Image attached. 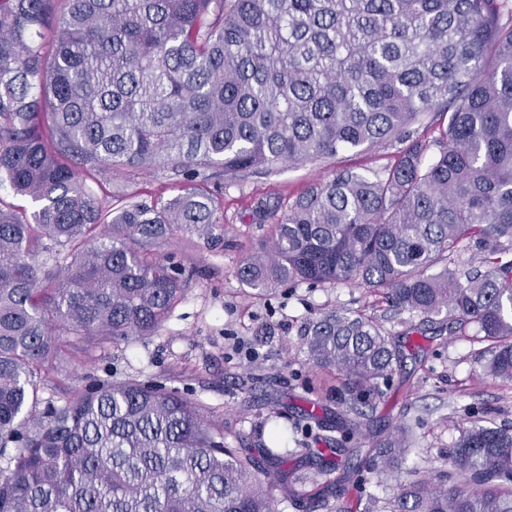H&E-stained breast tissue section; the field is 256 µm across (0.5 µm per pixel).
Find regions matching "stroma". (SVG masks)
Listing matches in <instances>:
<instances>
[{"label": "stroma", "instance_id": "35a3bbf8", "mask_svg": "<svg viewBox=\"0 0 512 512\" xmlns=\"http://www.w3.org/2000/svg\"><path fill=\"white\" fill-rule=\"evenodd\" d=\"M400 145L390 141L371 149L347 150L326 161L275 165L236 180L211 173L206 184L224 198V240L216 246L176 236L168 249L194 271L183 300L152 336H133L114 344L89 345L83 353L63 350L58 368L39 384L42 405L64 406L74 394L99 382L137 380L179 392L200 404L207 418L224 430L229 446L255 448L276 444L281 452L325 447L335 429L305 434L300 426L305 401L336 412L340 382L310 365L303 344L306 323L330 309L364 314L382 322L399 345L416 342V358L406 359L381 387L354 443L369 446L401 422L413 428V451L402 467L403 478L447 477L460 484L448 450L469 415L512 427V383L488 376L485 366L492 342L448 332L409 335L419 316L389 310L378 294L358 284H324L314 288L280 287L275 293L247 296L234 276L240 260L256 250L271 232L256 224L259 201L290 203L312 183L331 178L341 168L370 175L398 159ZM183 179L165 168L151 173L102 171L87 177L85 187L99 204L111 203L115 189L131 201L165 200ZM336 471L312 468L293 493L275 492L276 512H302ZM396 482L369 476L345 487L350 512H390Z\"/></svg>", "mask_w": 512, "mask_h": 512}]
</instances>
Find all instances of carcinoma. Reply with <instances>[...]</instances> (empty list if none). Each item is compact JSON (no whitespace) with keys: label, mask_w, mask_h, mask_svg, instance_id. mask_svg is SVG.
<instances>
[{"label":"carcinoma","mask_w":512,"mask_h":512,"mask_svg":"<svg viewBox=\"0 0 512 512\" xmlns=\"http://www.w3.org/2000/svg\"><path fill=\"white\" fill-rule=\"evenodd\" d=\"M447 127L427 142L428 113ZM384 175L336 171L287 206L235 271L258 297L360 282L396 311L470 326L512 382V0H0V512H275L294 470L230 448L200 405L129 380L43 413L38 381L79 353L155 334L188 279L163 247L217 238L200 170L234 178L388 141ZM171 168L190 185L160 205L104 207L103 170ZM488 263L460 277L463 240ZM309 361L342 380L357 417L400 353L381 322L335 310L307 323ZM345 483L366 468L345 448ZM383 476L410 454L401 423L372 443ZM449 457L469 487L400 481L391 512H512V431L478 419Z\"/></svg>","instance_id":"obj_1"}]
</instances>
